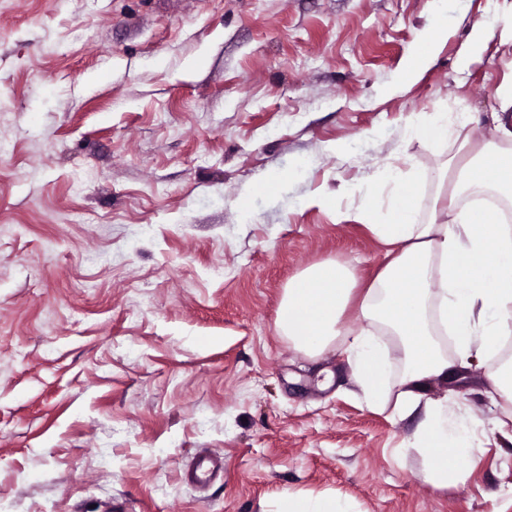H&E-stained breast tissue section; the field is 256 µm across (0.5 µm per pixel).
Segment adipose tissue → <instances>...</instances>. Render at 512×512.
I'll use <instances>...</instances> for the list:
<instances>
[{
  "label": "adipose tissue",
  "instance_id": "1",
  "mask_svg": "<svg viewBox=\"0 0 512 512\" xmlns=\"http://www.w3.org/2000/svg\"><path fill=\"white\" fill-rule=\"evenodd\" d=\"M465 2L432 0L431 20L419 38L423 51L413 57L412 68L431 62L439 37L464 17ZM463 171L470 185L512 190V152L496 144L483 145ZM386 183L390 220H382L376 208L366 210L372 232L388 248L386 263L363 283L353 269L332 260L298 274L285 292L278 331L313 356L342 339L356 380L372 403L392 395L394 413L422 412L408 445L432 455L426 477L440 488L471 455L476 424L456 414L452 397H426L421 384L447 379L484 357L485 337L512 334V225L483 209L424 224L410 202L412 183L394 170L387 172ZM352 304L367 322L356 332L342 322ZM383 329L405 343V371L396 381L385 376ZM445 330L452 332L457 348L452 359L434 341Z\"/></svg>",
  "mask_w": 512,
  "mask_h": 512
}]
</instances>
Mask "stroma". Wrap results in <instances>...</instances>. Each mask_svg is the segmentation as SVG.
<instances>
[{
  "mask_svg": "<svg viewBox=\"0 0 512 512\" xmlns=\"http://www.w3.org/2000/svg\"><path fill=\"white\" fill-rule=\"evenodd\" d=\"M492 12L512 0H468L410 80L431 0H0V512H512L497 356L426 385L483 430L439 489L406 445L420 416L370 408L341 342L277 330L308 267L374 273L388 170L425 222L449 161L494 139L512 52L495 30L456 66ZM433 112L476 120L407 135ZM204 452L224 468L189 482ZM489 27L490 23L487 20H479L473 23L469 35L470 53L458 59L457 68L459 70L467 69L470 64L471 57L483 50ZM277 512H353L348 502L318 497L288 498Z\"/></svg>",
  "mask_w": 512,
  "mask_h": 512,
  "instance_id": "1",
  "label": "stroma"
}]
</instances>
